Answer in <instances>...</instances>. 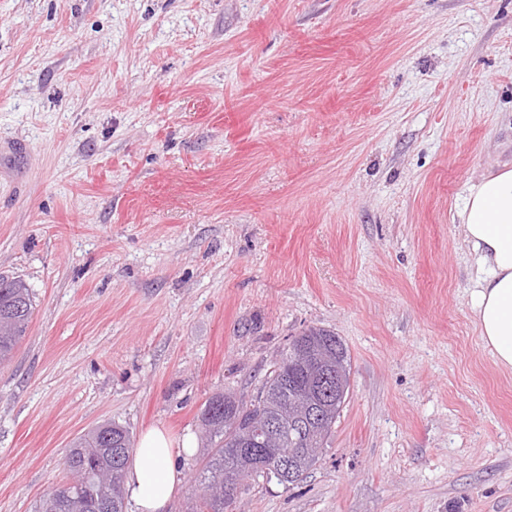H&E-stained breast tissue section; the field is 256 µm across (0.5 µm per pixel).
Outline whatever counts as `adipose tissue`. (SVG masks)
Returning a JSON list of instances; mask_svg holds the SVG:
<instances>
[{
	"label": "adipose tissue",
	"instance_id": "ef3b65f1",
	"mask_svg": "<svg viewBox=\"0 0 512 512\" xmlns=\"http://www.w3.org/2000/svg\"><path fill=\"white\" fill-rule=\"evenodd\" d=\"M458 218L478 274L471 310L479 336L496 364L512 370V166L469 183ZM190 452L162 430L143 435L124 478L136 512H165L183 482L177 456Z\"/></svg>",
	"mask_w": 512,
	"mask_h": 512
}]
</instances>
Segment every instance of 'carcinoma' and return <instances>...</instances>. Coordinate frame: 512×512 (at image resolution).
Here are the masks:
<instances>
[{"label":"carcinoma","mask_w":512,"mask_h":512,"mask_svg":"<svg viewBox=\"0 0 512 512\" xmlns=\"http://www.w3.org/2000/svg\"><path fill=\"white\" fill-rule=\"evenodd\" d=\"M26 282L0 276V364L11 360L33 314ZM350 391V355L332 330L311 327L294 336L256 396L246 401L213 394L199 421L209 452L198 474L199 505L189 512H224V471L252 480L291 485L322 456ZM130 431L110 421L76 438L69 450V481L52 488L34 512H125L123 474L130 460Z\"/></svg>","instance_id":"1"}]
</instances>
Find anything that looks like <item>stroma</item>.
<instances>
[{"mask_svg":"<svg viewBox=\"0 0 512 512\" xmlns=\"http://www.w3.org/2000/svg\"><path fill=\"white\" fill-rule=\"evenodd\" d=\"M512 165V0H0V512L105 421L198 437L309 327L349 397L244 512H512V372L455 217ZM33 293L26 282L0 276V364L11 360L33 314Z\"/></svg>","mask_w":512,"mask_h":512,"instance_id":"35a3bbf8","label":"stroma"}]
</instances>
